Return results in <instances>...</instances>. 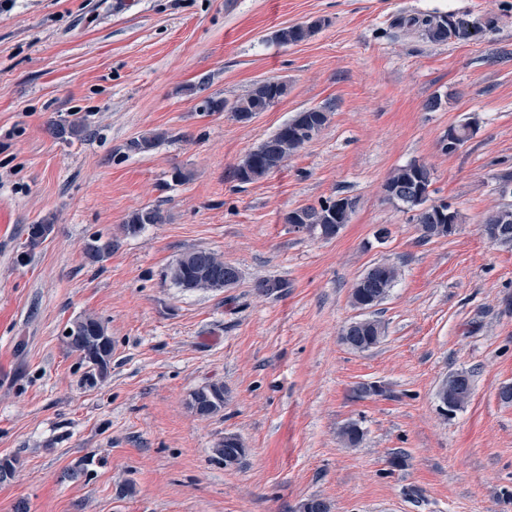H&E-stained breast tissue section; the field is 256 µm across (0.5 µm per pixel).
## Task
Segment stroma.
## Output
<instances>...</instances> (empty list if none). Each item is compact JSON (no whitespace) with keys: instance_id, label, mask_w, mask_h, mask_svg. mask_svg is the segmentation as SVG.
<instances>
[{"instance_id":"35a3bbf8","label":"stroma","mask_w":512,"mask_h":512,"mask_svg":"<svg viewBox=\"0 0 512 512\" xmlns=\"http://www.w3.org/2000/svg\"><path fill=\"white\" fill-rule=\"evenodd\" d=\"M494 20L479 40L433 43L392 27L401 14ZM325 25L296 45L277 30ZM288 93L248 122L206 112L255 83ZM439 110H425L430 97ZM329 120L304 149L252 183L235 171L296 112ZM83 118L62 140L50 120ZM478 129L456 152L449 126ZM161 135L142 153L130 140ZM430 197L458 208L457 231L420 241L383 185L411 162ZM185 182L171 179L174 170ZM512 173V0H12L0 9V512H512V247L482 233ZM348 199L324 238L285 224L296 208ZM159 207L164 221L123 231ZM52 223L26 246L29 228ZM388 238L374 235L378 227ZM112 237L94 262L92 235ZM205 249L239 268L228 288L186 292L168 272ZM399 270L371 315L385 335L351 349L356 281ZM283 279L276 295L256 289ZM100 319L107 379L64 333ZM469 400L441 410L448 376ZM224 387L220 412L189 402ZM373 383L382 392L357 396ZM357 424L361 441L338 437ZM245 448L224 465L225 434ZM163 215L158 207H147L133 213L123 225L126 234H136L145 224H160Z\"/></svg>"}]
</instances>
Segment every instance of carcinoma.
<instances>
[{"instance_id": "cac0c4a2", "label": "carcinoma", "mask_w": 512, "mask_h": 512, "mask_svg": "<svg viewBox=\"0 0 512 512\" xmlns=\"http://www.w3.org/2000/svg\"><path fill=\"white\" fill-rule=\"evenodd\" d=\"M494 21L485 23L471 20L466 15L434 12L424 16L396 17L393 25L408 31L417 30L432 42L444 43L450 39L472 41L480 38L492 27ZM325 21L319 19L304 25H296L279 30L275 40L282 45L302 42L318 32ZM287 92V85L279 81H265L256 84L243 98L232 103L224 99L209 98L204 101L207 112H229L240 121L247 122L257 113L269 110ZM328 122V113L322 108H309L296 113L284 123L260 146L247 154L236 171L240 182L252 183L278 169L291 155L302 149L312 140L310 133L319 132ZM49 132L59 138L80 137L86 132L85 124L76 118L67 124L52 121ZM432 183L431 172L423 164L409 163L395 169L384 184L387 198L400 203L413 212L412 220L419 226L420 240L429 241L448 235V224L460 223V213L448 216L428 207ZM287 224H299L309 232H317L330 238L336 235V201H325L317 206L309 205L288 212L284 217ZM163 215L157 207H147L133 213L123 225L127 234H136L146 224H160ZM483 232L487 238L502 246H512V204L504 205L492 211L485 220ZM238 268L224 262L211 251L194 249L181 255L170 270V278L175 285L185 291L221 289L223 279L234 275ZM397 279V270L386 263L374 264V272L364 273L351 293L352 304H379L382 302ZM81 331L67 333L72 351L79 354L87 365L84 384L92 387L103 381L112 360V338L106 327L95 317L85 316L79 319ZM385 329L382 322L371 318L356 335H343L342 339L350 348L358 350L364 341L379 343ZM95 336L101 345L90 348L83 337ZM191 408L198 414H213L224 407V388L206 385L193 392ZM241 451L236 436L229 435L219 444L216 452L224 461L231 462Z\"/></svg>"}]
</instances>
